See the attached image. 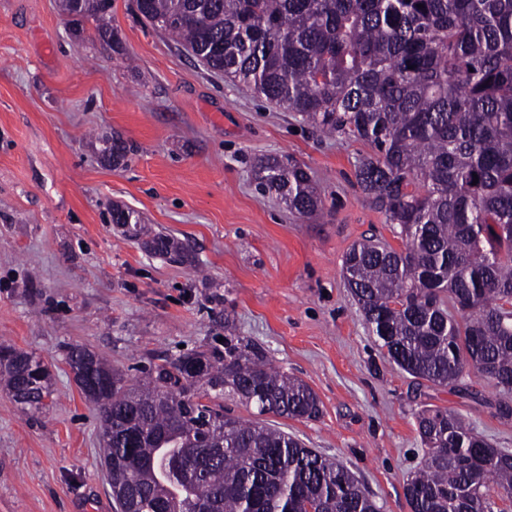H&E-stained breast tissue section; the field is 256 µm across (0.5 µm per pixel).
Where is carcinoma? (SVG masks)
<instances>
[{"label":"carcinoma","mask_w":512,"mask_h":512,"mask_svg":"<svg viewBox=\"0 0 512 512\" xmlns=\"http://www.w3.org/2000/svg\"><path fill=\"white\" fill-rule=\"evenodd\" d=\"M423 8H418V5ZM112 0L93 11L61 0L77 34L114 41ZM138 14L208 68L322 132L369 145L357 185L403 248L353 244L343 276L384 354L402 371L448 386L473 370L512 394V0H135ZM112 163L133 146L105 139ZM259 189L311 217L324 201L299 163L268 157ZM478 183H473V177ZM112 223L180 264L169 236L144 238L134 211ZM100 415L112 498L126 512H380L344 465L299 439L224 410L232 397L291 419L319 414L317 395L234 336L124 378L81 346L67 352ZM214 393L202 402L196 384ZM0 387L24 410L53 399L48 366L0 344ZM426 447L408 480L410 512H506L512 451L447 408L416 418Z\"/></svg>","instance_id":"obj_1"}]
</instances>
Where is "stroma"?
Returning a JSON list of instances; mask_svg holds the SVG:
<instances>
[{
    "label": "stroma",
    "mask_w": 512,
    "mask_h": 512,
    "mask_svg": "<svg viewBox=\"0 0 512 512\" xmlns=\"http://www.w3.org/2000/svg\"><path fill=\"white\" fill-rule=\"evenodd\" d=\"M106 44L72 34L59 0H0V342L51 369L54 402L20 409L0 389V512H115L97 408L65 357L84 346L126 379L237 336L308 384L311 420L270 417L356 473L381 512H410L423 462L416 416L460 413L512 449V398L475 374L417 384L377 345L345 285L365 237L402 241L357 185L366 144L328 138L214 74L112 0ZM139 151L113 166L102 135ZM304 165L325 202L291 214L261 192L262 156ZM187 243L194 265L147 253L113 205Z\"/></svg>",
    "instance_id": "obj_1"
}]
</instances>
